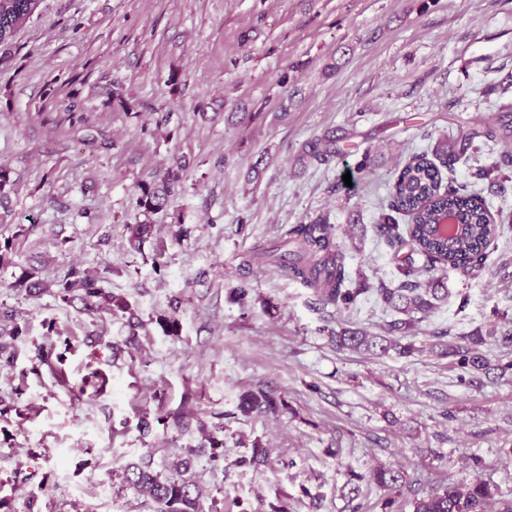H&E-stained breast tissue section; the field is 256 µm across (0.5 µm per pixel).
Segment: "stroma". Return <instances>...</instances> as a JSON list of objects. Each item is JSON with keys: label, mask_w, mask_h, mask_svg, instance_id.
I'll list each match as a JSON object with an SVG mask.
<instances>
[{"label": "stroma", "mask_w": 512, "mask_h": 512, "mask_svg": "<svg viewBox=\"0 0 512 512\" xmlns=\"http://www.w3.org/2000/svg\"><path fill=\"white\" fill-rule=\"evenodd\" d=\"M112 82L130 109L106 105ZM486 124L512 125V0H43L0 56V165L19 178L0 221V311L22 331L0 356V512H153L121 467L149 453L165 473L185 448L212 512H351L355 475L361 512L391 497L412 512L413 494L450 481L511 497V372L371 359L329 338L399 319L376 293L398 282L375 229L388 188L413 153ZM100 132L109 151L86 143ZM324 138L335 155L311 157ZM182 156L171 207L134 248L139 184ZM497 160L477 138L455 165L501 234L480 274L438 271L448 299L417 316L416 345L512 320V167ZM320 216L370 286L354 306H320L276 265L253 268L248 302L233 300L254 249ZM73 267L129 313L62 302ZM26 271L48 290L17 287ZM260 387L278 413L241 416L240 396ZM257 443L268 465L236 466ZM382 465L409 491L370 482Z\"/></svg>", "instance_id": "1"}]
</instances>
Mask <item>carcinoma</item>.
<instances>
[{"label":"carcinoma","mask_w":512,"mask_h":512,"mask_svg":"<svg viewBox=\"0 0 512 512\" xmlns=\"http://www.w3.org/2000/svg\"><path fill=\"white\" fill-rule=\"evenodd\" d=\"M42 0H0V49L8 51L16 34L34 15ZM478 137H484L500 146L501 163L512 164V135L499 132L495 126L473 128L461 133L462 146H468ZM435 159L443 160L448 170H453L459 160L454 145L438 141L433 149ZM190 167V161L182 159L168 168L161 178L153 183L138 185L135 207L145 220L131 226L130 242L140 247L151 231L150 216L170 206L176 188L180 186L183 173ZM17 183L12 171L0 165V204L8 198ZM390 213L382 214L376 232L385 239L398 259V285L394 288H379L381 301L406 315V318L390 324L387 334H377L364 329L343 327L331 332L330 339L337 347L361 351L371 357L380 358L393 351L401 357L428 351L437 357H450L466 371H487L494 367L503 373L512 371V360L505 364H490L489 359L479 352L478 346L486 339L480 333L462 337V342L450 344L441 339L422 349L413 342L401 343L392 336L394 331H407L413 324L412 315L427 314L436 308V302L448 299V289L434 278L419 280L424 271L439 267L459 269L466 274L481 272L487 267L489 248L500 235V226L491 214L485 201L466 185L454 187L443 184L441 171L434 159L423 152L414 155L400 170L389 194ZM403 213L410 219L405 228L396 224L391 212ZM455 212L465 224L461 235L448 241L436 236L435 225L444 214ZM290 246L287 254L276 250H262L243 261V266L261 267L273 262L283 263L289 275L313 291L318 302L340 310L357 302L366 289L353 286L348 270L346 255L336 242L335 225L318 218L308 224H292L282 236L279 246ZM424 259L423 266H416L415 256ZM61 297L67 301L70 293L81 291L83 304L92 309L107 308L114 312H127L129 305L121 295H116L98 285V280L84 271L72 268L59 282ZM280 400L273 391L259 389L248 391L239 398L238 410L245 417L275 414ZM194 449L186 448L162 474L152 467V460L141 458L127 464L123 469L126 486L156 505L155 512H203L202 492L191 471L190 456ZM267 462L266 450L255 445L250 456L236 460L239 466L257 469ZM371 480L380 488L396 490L405 485L403 472L379 467L372 471ZM492 494L488 485L480 480L466 490H460L454 483L444 484L432 494L413 499V512H488L489 505L495 512H512V498L491 502Z\"/></svg>","instance_id":"cac0c4a2"}]
</instances>
